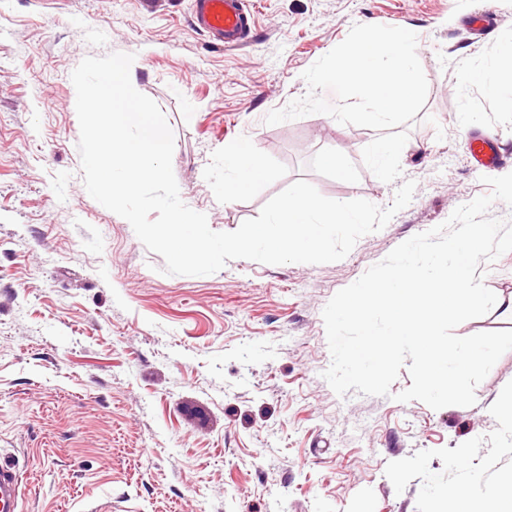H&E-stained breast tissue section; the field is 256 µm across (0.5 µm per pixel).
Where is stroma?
I'll return each instance as SVG.
<instances>
[{
  "label": "stroma",
  "mask_w": 512,
  "mask_h": 512,
  "mask_svg": "<svg viewBox=\"0 0 512 512\" xmlns=\"http://www.w3.org/2000/svg\"><path fill=\"white\" fill-rule=\"evenodd\" d=\"M247 46L211 44L192 0H0V461L28 471L24 512H439L448 488L512 479V351L473 405L439 410L394 393L338 396L322 310L397 245L445 222L512 172V108L457 65L512 44V0H246ZM490 12L492 30L472 21ZM356 24L418 36L428 82L412 123L376 131L309 114L265 116L306 93L303 72ZM134 54L133 86L174 134L180 197L216 232L235 231L298 180L336 201H412L342 260L233 259L203 276L163 274L130 223L87 192L71 73L88 56ZM469 126H460L461 112ZM477 134L504 154L488 172ZM405 149L389 179L371 148ZM250 140L271 177L224 198V149ZM354 171L323 168L328 150ZM497 302L456 335L512 330V252L483 264ZM468 151L477 168L490 169L499 161V150L496 140L488 135L471 137Z\"/></svg>",
  "instance_id": "obj_1"
}]
</instances>
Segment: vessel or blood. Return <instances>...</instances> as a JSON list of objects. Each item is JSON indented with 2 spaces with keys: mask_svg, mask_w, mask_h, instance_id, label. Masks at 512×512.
<instances>
[{
  "mask_svg": "<svg viewBox=\"0 0 512 512\" xmlns=\"http://www.w3.org/2000/svg\"><path fill=\"white\" fill-rule=\"evenodd\" d=\"M194 25L209 34L212 41L227 48L245 46L251 33L244 0H194ZM468 151L475 167L489 169L499 161L496 140L488 135L470 138ZM22 477L16 469L0 464V512H22Z\"/></svg>",
  "mask_w": 512,
  "mask_h": 512,
  "instance_id": "b4317fda",
  "label": "vessel or blood"
}]
</instances>
